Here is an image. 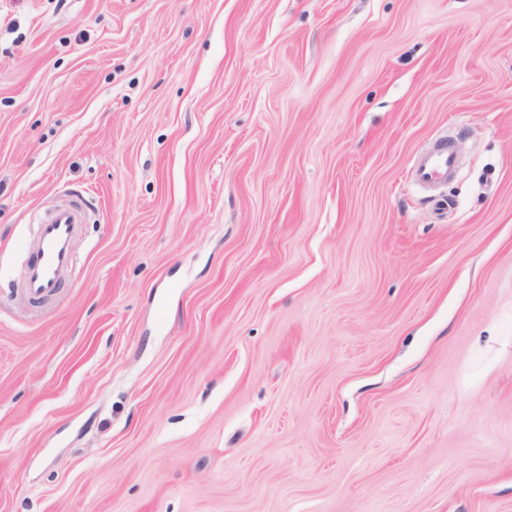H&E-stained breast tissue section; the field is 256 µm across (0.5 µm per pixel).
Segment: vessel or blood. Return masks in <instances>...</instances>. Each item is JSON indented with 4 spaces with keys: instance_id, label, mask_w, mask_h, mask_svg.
<instances>
[{
    "instance_id": "b4317fda",
    "label": "vessel or blood",
    "mask_w": 512,
    "mask_h": 512,
    "mask_svg": "<svg viewBox=\"0 0 512 512\" xmlns=\"http://www.w3.org/2000/svg\"><path fill=\"white\" fill-rule=\"evenodd\" d=\"M456 170L453 147L447 137L442 136L417 155L412 175L419 186L436 188L452 179ZM79 222V210L66 207L35 224L27 241L30 260L22 282L26 298L40 301L64 287L65 279L76 262L74 243Z\"/></svg>"
}]
</instances>
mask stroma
Here are the masks:
<instances>
[{
  "instance_id": "1",
  "label": "stroma",
  "mask_w": 512,
  "mask_h": 512,
  "mask_svg": "<svg viewBox=\"0 0 512 512\" xmlns=\"http://www.w3.org/2000/svg\"><path fill=\"white\" fill-rule=\"evenodd\" d=\"M0 512H512V0H0ZM457 170V159L448 136L435 139L414 160L412 175L421 187H440L452 179ZM80 223L79 210L66 207L34 224L32 238L27 240L30 261L22 282L26 298L41 301L64 288L66 276L76 262L74 243Z\"/></svg>"
}]
</instances>
